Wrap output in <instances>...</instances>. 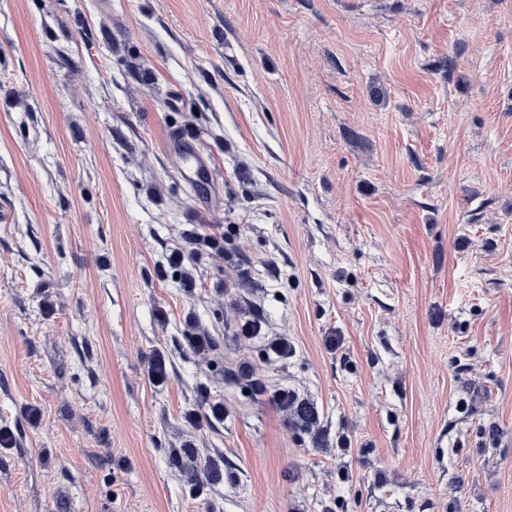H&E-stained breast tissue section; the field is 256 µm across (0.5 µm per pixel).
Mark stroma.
Segmentation results:
<instances>
[{"instance_id":"obj_1","label":"stroma","mask_w":512,"mask_h":512,"mask_svg":"<svg viewBox=\"0 0 512 512\" xmlns=\"http://www.w3.org/2000/svg\"><path fill=\"white\" fill-rule=\"evenodd\" d=\"M1 426L0 512H512V0H0ZM176 147L185 155L187 164L183 171L186 181L196 183L206 178L209 172L208 158L198 148L196 140L184 134L173 136ZM186 346L188 351L205 366L211 365L214 362L213 358L217 355L215 338L204 328L195 329L191 336H186ZM186 421L194 431H201L213 421L224 419V402L212 395L210 390H203L198 409H193L185 415ZM184 448H190L187 453V462L181 460L180 471L184 481L190 486H198L205 478L215 477L219 474V463L212 458H203L193 449L197 448L193 440L186 441Z\"/></svg>"}]
</instances>
